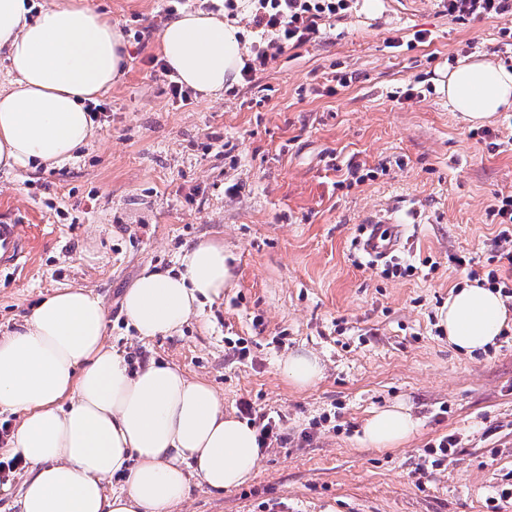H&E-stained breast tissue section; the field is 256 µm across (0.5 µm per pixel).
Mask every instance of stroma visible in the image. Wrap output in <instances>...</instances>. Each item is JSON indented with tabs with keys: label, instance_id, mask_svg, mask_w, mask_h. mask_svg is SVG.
<instances>
[{
	"label": "stroma",
	"instance_id": "35a3bbf8",
	"mask_svg": "<svg viewBox=\"0 0 512 512\" xmlns=\"http://www.w3.org/2000/svg\"><path fill=\"white\" fill-rule=\"evenodd\" d=\"M85 2L111 12L129 69L67 163L0 169V216L34 235L24 268L0 276V335L46 293L86 287L126 359L208 382L226 411L246 400L282 416L288 439L248 484L193 488L172 512H512V341L470 357L440 325L468 280L458 257L483 275L496 266L489 211L512 194V111L459 124L433 84L476 53L512 68V15L459 23L437 0H353L321 40L185 104L159 43L168 0ZM384 212L401 244L376 265L357 242ZM204 239L230 252L231 288L181 333L137 336L126 289L146 269L180 272ZM302 350L324 367L306 388L279 367ZM398 403L419 421L413 436L364 443L365 420ZM450 433L455 455L420 475L425 448Z\"/></svg>",
	"mask_w": 512,
	"mask_h": 512
}]
</instances>
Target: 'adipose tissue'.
Listing matches in <instances>:
<instances>
[{
  "label": "adipose tissue",
  "instance_id": "adipose-tissue-1",
  "mask_svg": "<svg viewBox=\"0 0 512 512\" xmlns=\"http://www.w3.org/2000/svg\"><path fill=\"white\" fill-rule=\"evenodd\" d=\"M168 66L186 86L217 96L236 84L247 58L223 12L196 9L159 34ZM12 79L0 83V168L62 164L93 137L86 103L117 83L128 59L111 17L83 0L35 9L0 0V52ZM457 119L476 125L512 110V71L476 57L435 80ZM223 242L186 249L177 274L144 271L123 309L138 336L180 331L200 299L232 281ZM499 292L472 282L448 297L441 325L465 355L492 346L507 323ZM106 310L85 288L43 296L20 329L0 336V414L22 420L7 452L28 464L16 512H171L193 487L243 485L262 457L256 428L225 412L207 382L149 362L131 369L107 344ZM418 421L403 405L373 412L364 443L393 448ZM123 476L119 490L108 489Z\"/></svg>",
  "mask_w": 512,
  "mask_h": 512
}]
</instances>
